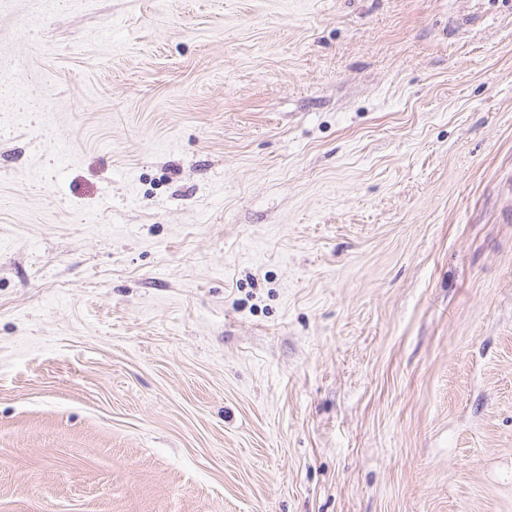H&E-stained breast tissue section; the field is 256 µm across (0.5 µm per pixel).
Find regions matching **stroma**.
<instances>
[{
  "instance_id": "stroma-1",
  "label": "stroma",
  "mask_w": 512,
  "mask_h": 512,
  "mask_svg": "<svg viewBox=\"0 0 512 512\" xmlns=\"http://www.w3.org/2000/svg\"><path fill=\"white\" fill-rule=\"evenodd\" d=\"M0 512H512V0H0Z\"/></svg>"
}]
</instances>
